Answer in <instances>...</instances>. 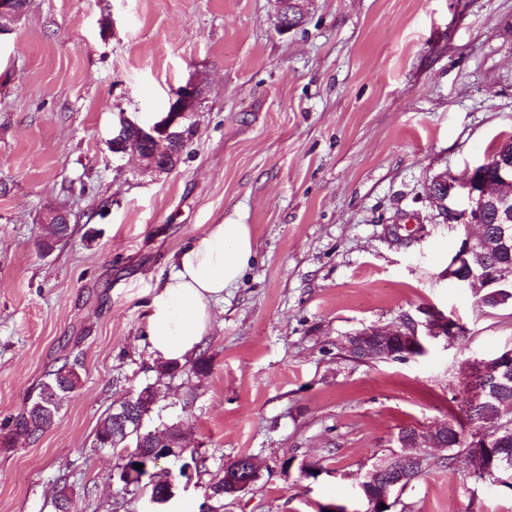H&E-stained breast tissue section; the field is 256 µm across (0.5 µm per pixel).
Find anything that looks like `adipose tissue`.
<instances>
[{"instance_id":"1","label":"adipose tissue","mask_w":512,"mask_h":512,"mask_svg":"<svg viewBox=\"0 0 512 512\" xmlns=\"http://www.w3.org/2000/svg\"><path fill=\"white\" fill-rule=\"evenodd\" d=\"M253 256L245 224L211 225L201 241L185 246L169 276L153 290L147 306L150 352L163 361L196 354L211 328L210 302L243 276Z\"/></svg>"}]
</instances>
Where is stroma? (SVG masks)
I'll return each mask as SVG.
<instances>
[{"label":"stroma","mask_w":512,"mask_h":512,"mask_svg":"<svg viewBox=\"0 0 512 512\" xmlns=\"http://www.w3.org/2000/svg\"><path fill=\"white\" fill-rule=\"evenodd\" d=\"M202 89L176 167L107 142ZM512 138V0H311L280 33L272 0H27L0 33V424L50 371L81 383L37 439L5 445L0 512H201L247 454L260 477L220 512H360L353 493L398 432L446 419L464 359L512 348V307L446 277L463 238L428 196ZM71 237L45 253L49 210ZM249 225L253 257L213 304L207 375L159 378L152 289L209 225ZM458 319L462 339L405 361L347 357L346 336L403 318ZM157 388L146 420L177 422L205 465L151 508L111 483L95 445L114 403ZM316 463L317 477L303 464ZM434 468L391 512H512V490Z\"/></svg>","instance_id":"obj_1"}]
</instances>
